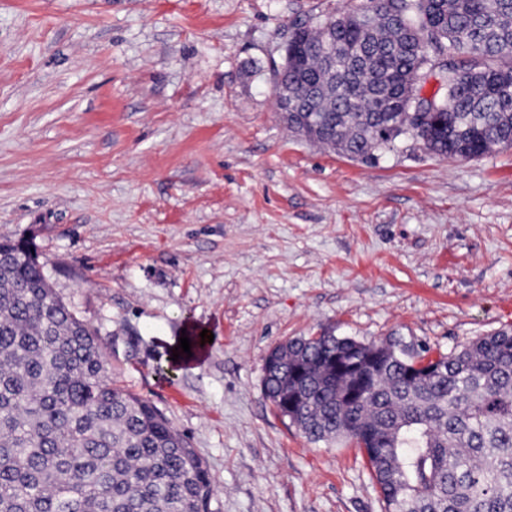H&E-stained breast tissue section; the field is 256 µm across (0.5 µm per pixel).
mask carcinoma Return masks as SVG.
I'll use <instances>...</instances> for the list:
<instances>
[{
  "instance_id": "1",
  "label": "carcinoma",
  "mask_w": 512,
  "mask_h": 512,
  "mask_svg": "<svg viewBox=\"0 0 512 512\" xmlns=\"http://www.w3.org/2000/svg\"><path fill=\"white\" fill-rule=\"evenodd\" d=\"M367 23L300 24L282 81L288 127L373 164L408 138L471 159L512 147V0H368ZM434 68L436 112L404 111ZM358 103L347 112L344 104ZM0 252V512H208L209 472L149 399L112 382L97 333L44 263ZM422 355L321 334L263 365L267 398L313 442L364 453L384 512H512V330L470 341L421 376Z\"/></svg>"
}]
</instances>
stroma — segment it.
Instances as JSON below:
<instances>
[{
    "instance_id": "obj_1",
    "label": "stroma",
    "mask_w": 512,
    "mask_h": 512,
    "mask_svg": "<svg viewBox=\"0 0 512 512\" xmlns=\"http://www.w3.org/2000/svg\"><path fill=\"white\" fill-rule=\"evenodd\" d=\"M360 3L0 0V241L33 242L114 380L188 438L209 512H383L352 442L265 397L277 344L512 329V148L367 165L277 110L292 28ZM185 329L214 339L169 368Z\"/></svg>"
}]
</instances>
